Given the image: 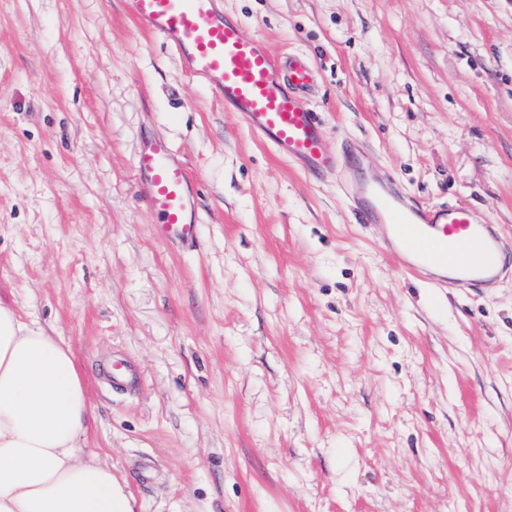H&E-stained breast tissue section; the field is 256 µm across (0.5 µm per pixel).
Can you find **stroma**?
<instances>
[{"instance_id": "1", "label": "stroma", "mask_w": 512, "mask_h": 512, "mask_svg": "<svg viewBox=\"0 0 512 512\" xmlns=\"http://www.w3.org/2000/svg\"><path fill=\"white\" fill-rule=\"evenodd\" d=\"M306 54L328 151L512 242V0H224ZM166 141L196 247L157 238ZM257 141L125 0H0V298L71 346L135 512H512V277L430 287ZM121 356L136 392H113ZM136 171L146 184L143 201L157 218L156 235L193 241L198 221L192 181L184 163L164 141L158 140L142 148Z\"/></svg>"}]
</instances>
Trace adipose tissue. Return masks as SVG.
Masks as SVG:
<instances>
[{"label":"adipose tissue","instance_id":"ef3b65f1","mask_svg":"<svg viewBox=\"0 0 512 512\" xmlns=\"http://www.w3.org/2000/svg\"><path fill=\"white\" fill-rule=\"evenodd\" d=\"M89 413L69 344L0 300V512H134L82 450Z\"/></svg>","mask_w":512,"mask_h":512}]
</instances>
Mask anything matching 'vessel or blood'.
Masks as SVG:
<instances>
[{
	"mask_svg": "<svg viewBox=\"0 0 512 512\" xmlns=\"http://www.w3.org/2000/svg\"><path fill=\"white\" fill-rule=\"evenodd\" d=\"M126 6L137 29L175 49L185 71L217 94L252 135L306 175L335 172L339 159L327 150L325 128L307 96L316 79L308 58L274 56L265 40L245 34L222 0H126ZM136 171L146 184L143 201L157 218V236L193 241L197 218L184 163L158 140L142 148ZM341 185L359 222L381 225L384 251L408 274L433 273L440 287L479 288L505 273L507 243L472 206L421 205L388 181L346 177ZM139 386L133 365L115 361L113 389Z\"/></svg>",
	"mask_w": 512,
	"mask_h": 512,
	"instance_id": "1",
	"label": "vessel or blood"
}]
</instances>
